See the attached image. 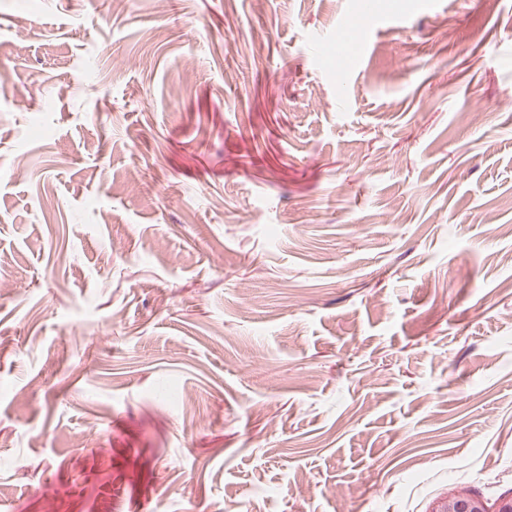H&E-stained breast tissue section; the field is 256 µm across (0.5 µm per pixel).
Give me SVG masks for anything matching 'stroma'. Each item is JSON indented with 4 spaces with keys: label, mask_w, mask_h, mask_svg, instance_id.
<instances>
[{
    "label": "stroma",
    "mask_w": 512,
    "mask_h": 512,
    "mask_svg": "<svg viewBox=\"0 0 512 512\" xmlns=\"http://www.w3.org/2000/svg\"><path fill=\"white\" fill-rule=\"evenodd\" d=\"M354 5L0 0V512L512 493V0Z\"/></svg>",
    "instance_id": "35a3bbf8"
}]
</instances>
